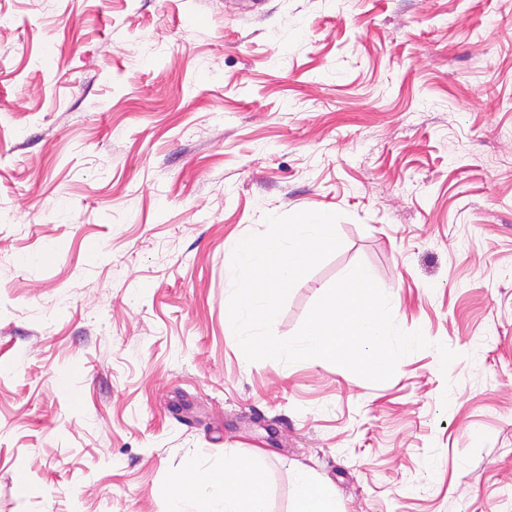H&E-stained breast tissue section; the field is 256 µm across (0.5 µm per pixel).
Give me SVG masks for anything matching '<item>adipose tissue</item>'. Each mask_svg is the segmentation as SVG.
I'll use <instances>...</instances> for the list:
<instances>
[{
  "mask_svg": "<svg viewBox=\"0 0 512 512\" xmlns=\"http://www.w3.org/2000/svg\"><path fill=\"white\" fill-rule=\"evenodd\" d=\"M266 455L246 461L225 457L219 469L176 474L168 491V512H270L258 480ZM294 495L289 512H342L335 490L309 469L295 465Z\"/></svg>",
  "mask_w": 512,
  "mask_h": 512,
  "instance_id": "ef3b65f1",
  "label": "adipose tissue"
}]
</instances>
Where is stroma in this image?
I'll use <instances>...</instances> for the list:
<instances>
[{
	"label": "stroma",
	"instance_id": "1",
	"mask_svg": "<svg viewBox=\"0 0 512 512\" xmlns=\"http://www.w3.org/2000/svg\"><path fill=\"white\" fill-rule=\"evenodd\" d=\"M0 11V512H166L257 448L271 512L294 464L344 512H512V0ZM304 210L342 244L273 331L364 264L429 342L385 382L226 327L234 247Z\"/></svg>",
	"mask_w": 512,
	"mask_h": 512
}]
</instances>
